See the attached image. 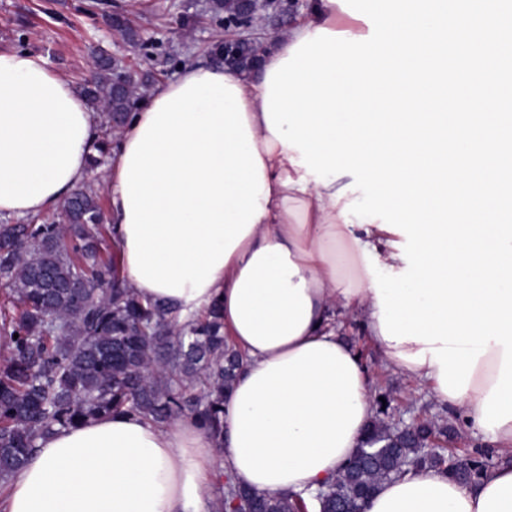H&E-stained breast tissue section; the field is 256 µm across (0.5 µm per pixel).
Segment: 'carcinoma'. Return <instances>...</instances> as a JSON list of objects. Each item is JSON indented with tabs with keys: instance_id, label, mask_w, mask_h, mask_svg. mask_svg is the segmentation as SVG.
<instances>
[{
	"instance_id": "1",
	"label": "carcinoma",
	"mask_w": 512,
	"mask_h": 512,
	"mask_svg": "<svg viewBox=\"0 0 512 512\" xmlns=\"http://www.w3.org/2000/svg\"><path fill=\"white\" fill-rule=\"evenodd\" d=\"M224 23L242 25L236 0H216ZM118 64L105 59L84 87L104 108L106 132L90 165L106 155L130 112L138 87H114ZM64 224H0V286L14 308L0 317L9 352L0 361V482H6L39 438L100 415H141L161 425L195 418L218 440L224 434V394L244 356L224 336L222 311L180 327L171 310L141 300L125 284L113 257L100 196L92 188L62 204ZM353 456L315 496L319 512H359L381 485L410 470L437 469L473 482L487 471L482 455L466 470L448 465V428L424 422L419 432L395 426L383 402ZM222 512H309L285 493L258 494L225 475Z\"/></svg>"
}]
</instances>
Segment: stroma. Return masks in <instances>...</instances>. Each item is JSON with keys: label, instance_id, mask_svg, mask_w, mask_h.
<instances>
[{"label": "stroma", "instance_id": "obj_1", "mask_svg": "<svg viewBox=\"0 0 512 512\" xmlns=\"http://www.w3.org/2000/svg\"><path fill=\"white\" fill-rule=\"evenodd\" d=\"M121 4L139 45L112 29V10ZM223 30L224 16L215 12L213 0H0V51L42 55L54 72L81 86L104 47L140 82L144 95L181 67L206 59L212 37ZM336 330L361 353L373 393L389 394L391 418L447 426L453 453L486 451L481 436L449 414L426 386L386 365L361 320L337 317Z\"/></svg>", "mask_w": 512, "mask_h": 512}]
</instances>
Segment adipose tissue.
Listing matches in <instances>:
<instances>
[{"label": "adipose tissue", "mask_w": 512, "mask_h": 512, "mask_svg": "<svg viewBox=\"0 0 512 512\" xmlns=\"http://www.w3.org/2000/svg\"><path fill=\"white\" fill-rule=\"evenodd\" d=\"M320 28L369 32L336 0H309L304 21L263 46L259 69L185 66L138 104L108 153L107 224L126 285L181 325L220 302L224 334L245 356L224 401L222 443L189 418L161 427L107 415L61 428L0 485V512H220L227 472L261 493L312 499L374 413L366 369L336 333L340 314L362 319L389 365L481 430L502 345L489 344L454 398L427 344L384 339L364 253L402 271L401 234L355 228L352 195H340L339 181L316 182L267 127V73ZM100 137L76 84L39 55L0 52V216L58 206L87 180ZM481 432L512 454V420ZM366 512H512V464L471 487L412 471L383 484Z\"/></svg>", "instance_id": "adipose-tissue-1"}]
</instances>
